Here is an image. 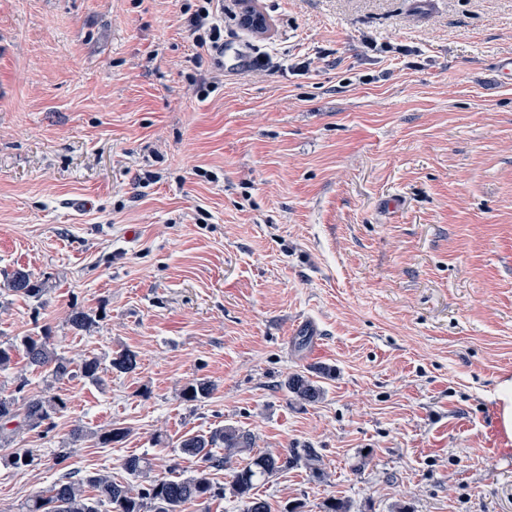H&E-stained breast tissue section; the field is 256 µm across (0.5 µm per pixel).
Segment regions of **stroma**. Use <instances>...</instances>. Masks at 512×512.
Wrapping results in <instances>:
<instances>
[{
  "mask_svg": "<svg viewBox=\"0 0 512 512\" xmlns=\"http://www.w3.org/2000/svg\"><path fill=\"white\" fill-rule=\"evenodd\" d=\"M184 2L0 0V341L138 362L97 385L0 371L69 402L16 442L38 465L0 462V512L66 469L166 474L224 424L321 454L324 479L259 487L269 512H512V0H250L260 33L227 0L224 54L198 65ZM196 71L224 74L203 102ZM19 268L41 300L8 290ZM296 372L321 400L291 397ZM197 377L214 389L185 402ZM77 425L129 434L55 465ZM284 386L296 401L303 404L317 402L324 393V389L318 381L302 373L288 376ZM499 404V421L504 432L512 435V379H505L499 384L497 398Z\"/></svg>",
  "mask_w": 512,
  "mask_h": 512,
  "instance_id": "1",
  "label": "stroma"
}]
</instances>
